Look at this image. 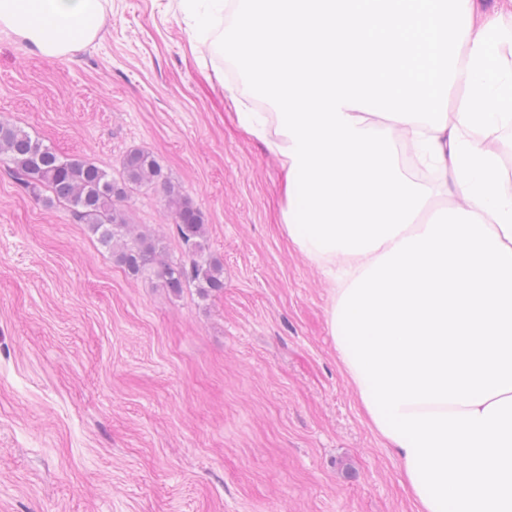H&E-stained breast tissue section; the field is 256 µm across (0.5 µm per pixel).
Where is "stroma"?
<instances>
[{"label":"stroma","instance_id":"stroma-1","mask_svg":"<svg viewBox=\"0 0 512 512\" xmlns=\"http://www.w3.org/2000/svg\"><path fill=\"white\" fill-rule=\"evenodd\" d=\"M195 42L179 0H105L59 58L0 30V120L113 173L152 153L224 265L214 296L128 277L0 164V512H414L341 369L329 280L278 226V161L236 128L223 86L246 78ZM129 215L182 259L162 188Z\"/></svg>","mask_w":512,"mask_h":512}]
</instances>
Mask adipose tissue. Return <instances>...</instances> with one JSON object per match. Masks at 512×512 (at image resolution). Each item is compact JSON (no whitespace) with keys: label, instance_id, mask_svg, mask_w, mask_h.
I'll return each mask as SVG.
<instances>
[{"label":"adipose tissue","instance_id":"obj_1","mask_svg":"<svg viewBox=\"0 0 512 512\" xmlns=\"http://www.w3.org/2000/svg\"><path fill=\"white\" fill-rule=\"evenodd\" d=\"M253 70L236 124L281 172L280 230L331 281L329 330L415 512H512V22L476 0H180ZM102 0H0L46 57L93 42ZM421 150L432 186L400 169Z\"/></svg>","mask_w":512,"mask_h":512}]
</instances>
